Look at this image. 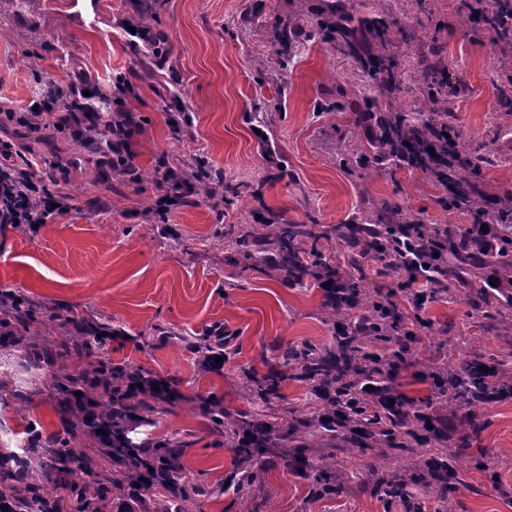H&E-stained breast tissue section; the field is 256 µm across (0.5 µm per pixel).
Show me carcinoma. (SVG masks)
I'll return each instance as SVG.
<instances>
[{
	"label": "carcinoma",
	"instance_id": "cac0c4a2",
	"mask_svg": "<svg viewBox=\"0 0 512 512\" xmlns=\"http://www.w3.org/2000/svg\"><path fill=\"white\" fill-rule=\"evenodd\" d=\"M323 2L319 13L298 7L277 18L274 28L289 57L317 40L353 66V74L336 79V100L326 108L344 110L345 83L354 85L364 103L354 127L367 134L343 144L339 165L360 177L373 167L391 175L417 173L439 190L440 208L460 222L432 224L419 210L383 200L343 224L264 221L232 224L225 231L240 256L239 273L256 267L257 253L271 242L279 270L297 282H320L340 292L329 318L334 346L305 341L283 352L280 369L260 378L245 374L250 395L264 403L282 399L288 379L315 382L329 393L328 415L284 407L277 422L251 410H225L202 395L193 399L221 445L233 449L239 471L235 493L242 496L263 481L257 456L279 447L285 422L291 433L308 436L314 449L302 469L314 497L338 492L324 449L355 437L378 448L432 452L436 471L455 479L457 462L437 445L439 411H464L456 443L469 448L489 425L476 403L512 392V349L473 351L427 371L432 387L423 397L395 387L402 367L428 361L424 338L449 332L436 327L427 312L452 290L482 329L512 333V196L490 192L483 178L489 167H512L511 157L493 150L502 129L494 122L482 139L469 141L458 132L455 104L468 89L448 79L445 22L435 0H382L384 6L376 9L365 0ZM451 2L463 36L488 46L499 63L493 111L512 113V0ZM405 95L415 100L409 112L397 104ZM482 225L491 227L493 239L476 248L474 233ZM419 246L420 257L437 270L425 287L418 284L417 264L407 257ZM488 265L498 268L493 300L479 280ZM0 307V351L14 348L20 332L45 343L57 332L65 338L62 346L88 359L54 380L73 395L82 392L91 407V417L68 424L63 436L55 433L36 448H0V512H102L110 494L128 487L156 504V512H198L204 500L224 493L183 470L185 441L131 437L137 425L166 411L164 405L187 400L174 382L163 393L147 391L136 398L135 385L148 384L151 372L112 360L109 337L91 329L88 319L46 316L28 297L9 291H0ZM157 331L180 340L205 367L218 366L217 355L225 362L230 358L214 334ZM371 380L385 393L375 403L361 391ZM378 490L391 503L404 495L405 484L382 479Z\"/></svg>",
	"mask_w": 512,
	"mask_h": 512
}]
</instances>
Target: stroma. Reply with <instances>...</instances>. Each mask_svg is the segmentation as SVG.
Here are the masks:
<instances>
[{"label":"stroma","instance_id":"35a3bbf8","mask_svg":"<svg viewBox=\"0 0 512 512\" xmlns=\"http://www.w3.org/2000/svg\"><path fill=\"white\" fill-rule=\"evenodd\" d=\"M148 4V28L164 45L159 52L128 34V25L138 21L133 0H0V107L28 111L36 91L53 83L64 89L58 110H67L74 98L70 79L79 73L110 95L113 106L143 118L131 140L141 173L136 184L115 173L101 176L96 160L68 134H55L51 148L34 144V154L78 159L66 180L48 185L66 197L69 209L34 228H0V290L26 294L48 314L97 320L112 334V360L176 381L187 398L201 393L225 408L267 415L278 414L283 404L327 409L311 384L295 380L283 384V404L245 399L241 370L266 374L281 349L305 339L332 344L325 322L331 305L317 286L266 264L231 277L237 253L224 237L226 225L251 224L259 215L340 224L385 199L423 210L443 225L449 216L419 175L402 171L392 180L372 170L360 178L340 168L337 149L361 100L352 92L345 111L321 109L336 76L349 70L322 43L307 42L293 61H284L272 23L295 9L294 0ZM444 36L448 77L469 89L457 105L458 128L480 138L495 100L496 60L456 24ZM200 162L225 184L240 186L238 201L227 205L192 194L159 216L166 193L160 171L192 172ZM429 314L451 328L450 335L433 337V362L450 357L457 335L473 350L505 345L471 326L460 299L433 304ZM216 322L235 350L217 373L201 371L179 341L154 335L164 327L191 336ZM72 368L65 357L38 367L24 350L0 353V441L14 442L27 432L43 439L80 417L78 406L65 403L52 386V373ZM487 417L480 446L461 451L454 448L461 416L443 421L445 453H458L469 467V486L452 497L451 512H512V397L489 403ZM153 421V437L188 440L184 465L224 487L234 453L218 445L188 402ZM283 443L279 453L259 458L265 478L251 496L225 490L201 512H412L417 505L435 512L428 494L389 504L375 491L380 478L406 481L422 472V461L405 455L386 462L381 449L346 444L333 451L344 493L314 499L294 462L310 456V449L296 436ZM486 460L497 465L498 483L478 469Z\"/></svg>","mask_w":512,"mask_h":512}]
</instances>
